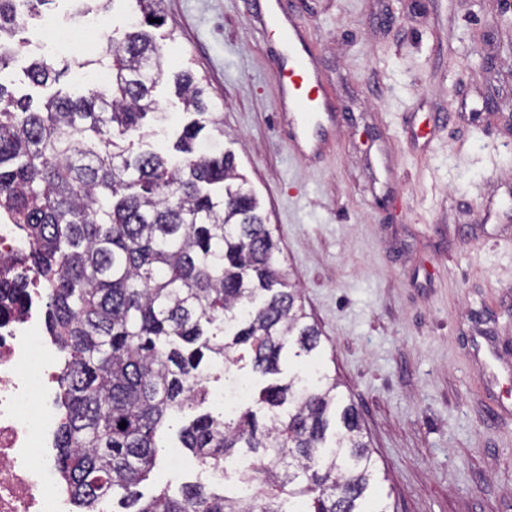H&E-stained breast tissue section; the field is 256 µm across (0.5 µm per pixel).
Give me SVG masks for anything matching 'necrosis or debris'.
Returning <instances> with one entry per match:
<instances>
[{
  "label": "necrosis or debris",
  "mask_w": 512,
  "mask_h": 512,
  "mask_svg": "<svg viewBox=\"0 0 512 512\" xmlns=\"http://www.w3.org/2000/svg\"><path fill=\"white\" fill-rule=\"evenodd\" d=\"M39 292L0 298V512H73L57 486V414L50 401L57 357L46 341Z\"/></svg>",
  "instance_id": "obj_1"
}]
</instances>
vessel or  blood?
Returning a JSON list of instances; mask_svg holds the SVG:
<instances>
[{"mask_svg": "<svg viewBox=\"0 0 512 512\" xmlns=\"http://www.w3.org/2000/svg\"><path fill=\"white\" fill-rule=\"evenodd\" d=\"M255 19L278 40L275 77L279 112L292 132V148L304 156H318L339 119L334 105L320 93L321 76L304 53L302 31L284 11L281 0H257Z\"/></svg>", "mask_w": 512, "mask_h": 512, "instance_id": "obj_1", "label": "vessel or blood"}]
</instances>
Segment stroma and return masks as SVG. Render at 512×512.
I'll return each mask as SVG.
<instances>
[{
    "mask_svg": "<svg viewBox=\"0 0 512 512\" xmlns=\"http://www.w3.org/2000/svg\"><path fill=\"white\" fill-rule=\"evenodd\" d=\"M342 124L317 159L279 116L255 0H163L168 77L207 84L390 512H512V0H283ZM33 19L0 71L25 70Z\"/></svg>",
    "mask_w": 512,
    "mask_h": 512,
    "instance_id": "stroma-1",
    "label": "stroma"
}]
</instances>
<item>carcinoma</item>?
<instances>
[{
	"mask_svg": "<svg viewBox=\"0 0 512 512\" xmlns=\"http://www.w3.org/2000/svg\"><path fill=\"white\" fill-rule=\"evenodd\" d=\"M51 2L29 0L22 14L17 0H0V69ZM135 2L139 21L97 59L112 71L106 92L55 94L34 109L0 85V213L32 243L27 259L64 354L56 465L66 489L84 512L109 497L126 512H388L358 409L317 362L321 331L254 189L233 154L197 149L203 136L224 137L205 86L187 71L175 77L197 115L174 145L180 156L134 155L112 133L157 135L142 120L157 110L167 64L149 32L164 16L160 0ZM68 68L40 59L27 76L44 87ZM241 347L272 380L230 417L197 415L178 439L205 469L243 450L262 459V473L233 476L251 493L189 484L178 496L138 494L162 428L208 398ZM287 357L312 367L281 380Z\"/></svg>",
	"mask_w": 512,
	"mask_h": 512,
	"instance_id": "carcinoma-1",
	"label": "carcinoma"
}]
</instances>
